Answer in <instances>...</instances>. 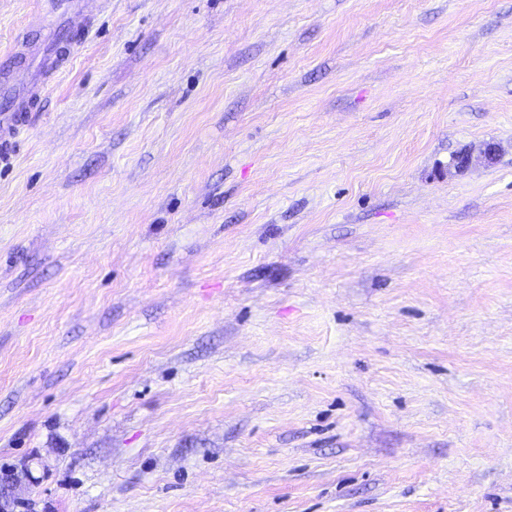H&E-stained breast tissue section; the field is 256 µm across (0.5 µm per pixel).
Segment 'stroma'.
Returning <instances> with one entry per match:
<instances>
[{"label": "stroma", "mask_w": 512, "mask_h": 512, "mask_svg": "<svg viewBox=\"0 0 512 512\" xmlns=\"http://www.w3.org/2000/svg\"><path fill=\"white\" fill-rule=\"evenodd\" d=\"M60 44L0 157L25 512H512V0H107Z\"/></svg>", "instance_id": "stroma-1"}]
</instances>
